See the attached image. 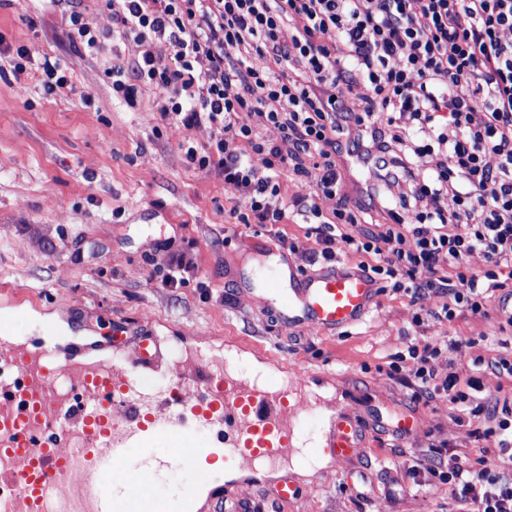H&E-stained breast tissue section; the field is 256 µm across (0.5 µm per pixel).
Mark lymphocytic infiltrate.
Wrapping results in <instances>:
<instances>
[{"label":"lymphocytic infiltrate","mask_w":512,"mask_h":512,"mask_svg":"<svg viewBox=\"0 0 512 512\" xmlns=\"http://www.w3.org/2000/svg\"><path fill=\"white\" fill-rule=\"evenodd\" d=\"M100 2L113 33L140 47L108 69L115 97L135 106L145 85L163 119L213 129L184 155L237 189L239 223L300 216L324 260L339 248L377 257L368 273L410 297L415 324L482 316L493 302L512 327V282L501 277L512 270V0ZM269 127L284 148L266 143ZM342 158L385 183L367 197L374 219L338 195ZM287 167L310 175L311 191L287 193ZM323 198L335 200L333 217ZM475 253L487 270L467 266ZM430 294L440 305L426 306ZM442 347L408 346L415 397L447 395L495 460L434 443L405 476L448 485L457 512H512V401L483 395L476 375L437 376Z\"/></svg>","instance_id":"lymphocytic-infiltrate-1"}]
</instances>
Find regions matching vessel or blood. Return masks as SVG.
<instances>
[{"mask_svg":"<svg viewBox=\"0 0 512 512\" xmlns=\"http://www.w3.org/2000/svg\"><path fill=\"white\" fill-rule=\"evenodd\" d=\"M274 247L258 266L272 318L291 329L339 332L362 322L377 302L375 281L359 270L308 272ZM0 322V512H140L141 485L123 500L98 476L126 473L133 453L149 456L160 435L189 450L181 459H151V471L188 465L208 478L214 459L235 470L271 473L267 499L278 504L304 493L283 462L294 449L296 423L288 417V388L238 375L228 364L187 355L174 369L170 394L148 393L140 371L152 363L151 342L131 361L86 358L43 339L8 340ZM194 393L185 400L184 390ZM360 427L338 418L325 440L332 458L358 454ZM213 512H257L255 501L230 493L209 495Z\"/></svg>","mask_w":512,"mask_h":512,"instance_id":"1","label":"vessel or blood"}]
</instances>
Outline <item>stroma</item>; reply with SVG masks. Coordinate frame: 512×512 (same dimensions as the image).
<instances>
[{
    "label": "stroma",
    "mask_w": 512,
    "mask_h": 512,
    "mask_svg": "<svg viewBox=\"0 0 512 512\" xmlns=\"http://www.w3.org/2000/svg\"><path fill=\"white\" fill-rule=\"evenodd\" d=\"M70 8L69 0H0V314L26 339L28 318H43L54 324L59 345L90 357L132 358L139 335L150 334L158 358L141 372L149 388L169 382L174 353L210 348L220 359L225 348L235 349L238 368L263 369L305 393L304 403L288 408L298 449L326 438L336 416L365 421L360 463L378 487L367 496L346 490V462L323 455L290 460L305 493L286 506L264 500L261 484L247 475L212 473L211 487L253 498L261 512H453L447 486L389 483L431 442L470 452L486 446L472 425L458 423L447 396L415 401L405 354L408 346L445 340L447 351L433 362L441 376L490 357L500 336L496 304L483 316L418 325L409 297L388 291L342 333L271 322L265 295L237 288L242 268L258 246L286 241L294 265L314 269L316 236L302 222L238 223L236 189L195 170L182 151L207 147L213 130L162 121L147 86L132 108L113 97L105 69L113 55L130 60L140 48L113 40L110 12L99 0H82L83 21L104 45L99 54L84 51L67 36ZM21 48L31 61L18 74L11 62ZM47 55L59 59L70 81L65 94L43 84ZM173 249L195 261L177 288L158 272ZM120 320L131 333L118 340ZM399 355L403 370L395 376ZM403 419L409 433L399 436L393 428ZM197 481L183 466L155 475L145 490L180 512Z\"/></svg>",
    "instance_id": "1"
}]
</instances>
